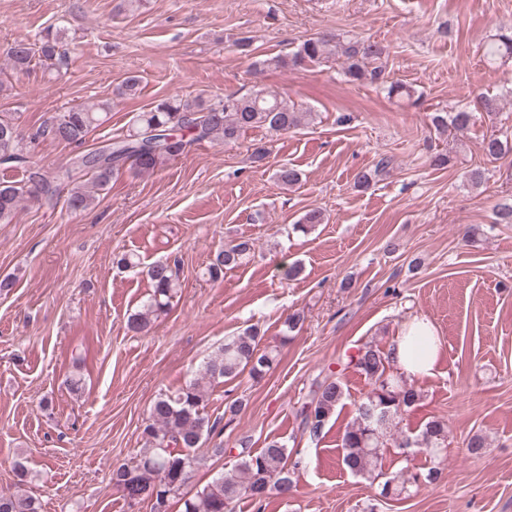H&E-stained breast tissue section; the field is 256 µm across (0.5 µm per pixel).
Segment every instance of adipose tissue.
I'll use <instances>...</instances> for the list:
<instances>
[{
    "label": "adipose tissue",
    "mask_w": 512,
    "mask_h": 512,
    "mask_svg": "<svg viewBox=\"0 0 512 512\" xmlns=\"http://www.w3.org/2000/svg\"><path fill=\"white\" fill-rule=\"evenodd\" d=\"M393 360L408 377L432 375L439 358V343L432 323L413 318L394 343Z\"/></svg>",
    "instance_id": "adipose-tissue-1"
}]
</instances>
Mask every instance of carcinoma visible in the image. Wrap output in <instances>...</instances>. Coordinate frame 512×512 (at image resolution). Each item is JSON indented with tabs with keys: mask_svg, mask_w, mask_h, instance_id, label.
<instances>
[{
	"mask_svg": "<svg viewBox=\"0 0 512 512\" xmlns=\"http://www.w3.org/2000/svg\"><path fill=\"white\" fill-rule=\"evenodd\" d=\"M64 31L48 27L34 40L22 39L10 48L12 65L19 71L27 70L33 61L52 66L64 63L59 50ZM338 53L344 57V73L358 81L386 85L389 96L410 95V89L400 82L386 83L384 70L378 61L386 49L378 42L343 38L322 34L305 40L287 57L257 60L254 67L277 68L319 63ZM487 55L512 56V30L497 34L487 49ZM112 102L103 100L92 105L78 106L46 120L35 132L24 137L17 134L15 124L0 117V164L4 169L22 171L18 181H0V223H10L26 198L47 201L53 199L56 188L70 186L68 208L74 212L94 206L100 191L112 177L126 167L149 173L168 160L188 153L200 141L211 140L224 144L237 142L251 128H265L283 134L302 125L303 113L285 98L262 90L250 95L228 94L224 99L205 104L201 101L172 96L160 100L150 110L137 115L129 132L100 148L75 156L69 164L57 171H49L33 164L29 158L31 146L49 138L67 144L80 145L87 135L106 121ZM472 112L460 109L448 117L439 112L432 117L437 130L448 127L466 128ZM484 155L492 160L512 156V137L492 135L483 141ZM390 165L381 158L372 171H361L354 179L359 190L369 188ZM276 182L283 188H292L302 181V173L284 165L275 172ZM318 210H310L294 225L303 233L322 223ZM253 250L250 241L231 242L215 254L207 267L210 279L218 280L224 271L241 266ZM152 284V293L142 309L127 318V329L135 334L148 331L154 319L168 310L178 286L176 273L170 263L158 261L146 270ZM262 336L256 326L247 327L237 336L224 339L217 351L206 362L203 373L174 396L159 395L152 403L142 434L149 448L132 463H120L112 478L122 487L125 499L151 503V512H158L160 503L181 497L183 512H231L230 505L247 495L262 502L272 494L288 498L294 491L293 475L302 460L291 456L288 443L271 439L265 447L254 452L246 441L237 448V463L233 472L221 474L212 482L187 496L182 490L200 457L194 450L217 431L218 422L210 421L205 413L210 388L219 380H236L248 375L261 380L277 362L278 349L260 348ZM350 363L368 381L370 390L358 403L355 418L341 437L342 463L355 475L374 482L382 477L379 461L380 448L387 444L402 421V416L421 400V393L407 382L403 374L390 373L393 368L391 352H384L365 344ZM342 380L327 376L313 390L310 400L298 411L302 432L310 441L323 436L326 424L336 414L344 398ZM416 446L438 459L448 447V430L443 421H427L410 440L401 438L398 447ZM440 469L431 467L424 474L407 473L400 484L386 480L381 488L383 497L402 494L420 483L438 480ZM39 500L25 492L0 493V512H40Z\"/></svg>",
	"mask_w": 512,
	"mask_h": 512,
	"instance_id": "carcinoma-1",
	"label": "carcinoma"
}]
</instances>
